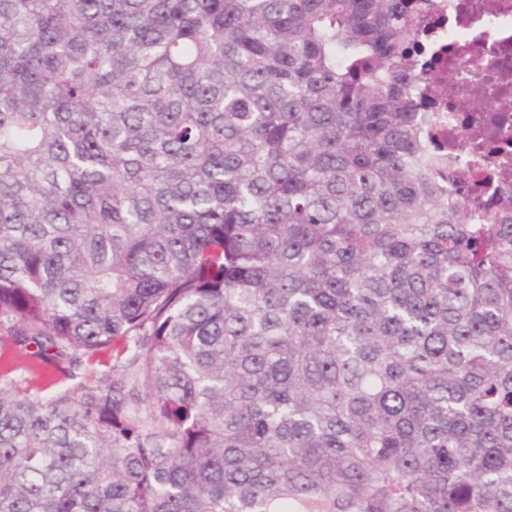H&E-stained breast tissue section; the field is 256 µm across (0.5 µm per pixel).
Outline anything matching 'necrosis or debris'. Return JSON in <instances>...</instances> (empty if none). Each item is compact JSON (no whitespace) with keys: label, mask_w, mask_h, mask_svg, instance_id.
Listing matches in <instances>:
<instances>
[{"label":"necrosis or debris","mask_w":512,"mask_h":512,"mask_svg":"<svg viewBox=\"0 0 512 512\" xmlns=\"http://www.w3.org/2000/svg\"><path fill=\"white\" fill-rule=\"evenodd\" d=\"M422 47L437 147L465 148V188L512 211V0H433Z\"/></svg>","instance_id":"1"}]
</instances>
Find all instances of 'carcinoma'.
<instances>
[{"instance_id": "carcinoma-1", "label": "carcinoma", "mask_w": 512, "mask_h": 512, "mask_svg": "<svg viewBox=\"0 0 512 512\" xmlns=\"http://www.w3.org/2000/svg\"><path fill=\"white\" fill-rule=\"evenodd\" d=\"M432 0H0V512H512V216L453 192ZM22 352H15L12 344L3 338L0 341V380L1 372H8L7 379H12L22 389L35 392L39 387L46 386L47 371L38 368L33 359ZM96 360L97 361L94 363H89L82 359L81 363L75 365L72 369L75 375L74 379L69 377V368L67 366L64 372L53 371L52 375L56 383L45 388L42 394L51 396L63 393L67 389H73L79 382L85 379L101 377V375L109 373L111 370L110 367L112 366V350L101 354Z\"/></svg>"}]
</instances>
